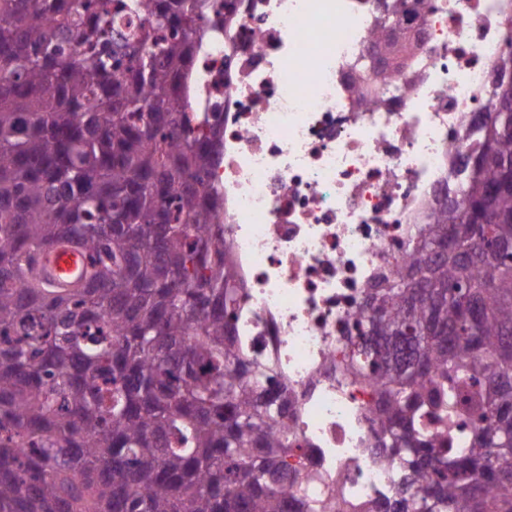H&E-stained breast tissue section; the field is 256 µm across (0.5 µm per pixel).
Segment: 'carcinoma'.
<instances>
[{
	"mask_svg": "<svg viewBox=\"0 0 512 512\" xmlns=\"http://www.w3.org/2000/svg\"><path fill=\"white\" fill-rule=\"evenodd\" d=\"M207 0H0V512H332L295 502L281 404L227 312L240 281L208 180L218 114L176 109L216 32ZM147 16L137 27L133 16ZM400 19L374 33L392 59ZM478 125L466 200L371 289L390 512H512V86ZM493 212L501 223L481 224ZM65 237L96 265L29 277ZM435 434L425 431L427 418ZM475 450L453 452L469 425Z\"/></svg>",
	"mask_w": 512,
	"mask_h": 512,
	"instance_id": "obj_1",
	"label": "carcinoma"
}]
</instances>
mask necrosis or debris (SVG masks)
<instances>
[{"instance_id": "4bbe7bcc", "label": "necrosis or debris", "mask_w": 512, "mask_h": 512, "mask_svg": "<svg viewBox=\"0 0 512 512\" xmlns=\"http://www.w3.org/2000/svg\"><path fill=\"white\" fill-rule=\"evenodd\" d=\"M229 43L202 57L197 92L223 114L209 179L244 283L241 347L284 406L288 466L380 512L400 472L380 445L382 380L358 318L370 288L403 269L440 199L463 205L474 117L497 99L512 53V0H235ZM405 15L411 48L381 60L373 30Z\"/></svg>"}]
</instances>
